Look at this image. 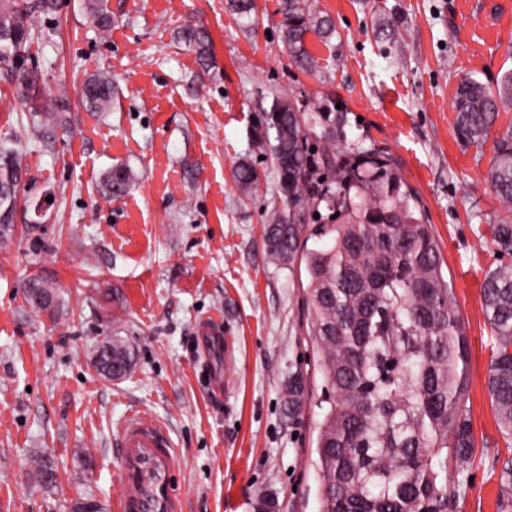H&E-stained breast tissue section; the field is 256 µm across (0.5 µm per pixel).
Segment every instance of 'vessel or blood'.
<instances>
[{"label": "vessel or blood", "mask_w": 512, "mask_h": 512, "mask_svg": "<svg viewBox=\"0 0 512 512\" xmlns=\"http://www.w3.org/2000/svg\"><path fill=\"white\" fill-rule=\"evenodd\" d=\"M199 341L210 353L223 354L221 323L208 322ZM118 454L119 494L114 512H185V501L172 486L176 452L159 422L146 414L132 415L121 429Z\"/></svg>", "instance_id": "obj_1"}]
</instances>
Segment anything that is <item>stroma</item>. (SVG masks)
<instances>
[{
	"mask_svg": "<svg viewBox=\"0 0 512 512\" xmlns=\"http://www.w3.org/2000/svg\"><path fill=\"white\" fill-rule=\"evenodd\" d=\"M36 14L29 55L65 127L27 134L16 86L0 69V144L18 147L26 178L51 205L35 217L19 200L17 233L0 241V512H72L82 496L112 512L117 438L145 411L177 452L173 480L186 512H319L311 462L322 380L312 373L298 270L273 261L263 228L280 208L271 158L252 147L256 116L278 97L300 111L342 110L349 154L377 150L415 192L442 254L468 340L463 399L474 462L448 468L460 512H499V476L512 459L488 388L495 336L481 283L499 261L482 234L502 209L487 176L491 144L463 146L452 103L460 79L489 86L512 70V0H317L336 33L308 35L317 67L297 68L274 28L280 0H255L259 22L226 0H108L100 34L82 0ZM202 21L215 67L198 72L178 33ZM107 72L118 93L107 112L83 104L88 75ZM249 158L257 192L233 169ZM133 174L108 198L104 177ZM56 290L57 318L25 301L30 279ZM229 343L215 357L198 341L210 320ZM122 338L131 371L108 379L96 347ZM307 372L298 415L283 405L289 376ZM46 454L54 485L31 483Z\"/></svg>",
	"mask_w": 512,
	"mask_h": 512,
	"instance_id": "1",
	"label": "stroma"
}]
</instances>
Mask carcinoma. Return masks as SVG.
<instances>
[{"label":"carcinoma","mask_w":512,"mask_h":512,"mask_svg":"<svg viewBox=\"0 0 512 512\" xmlns=\"http://www.w3.org/2000/svg\"><path fill=\"white\" fill-rule=\"evenodd\" d=\"M231 14L255 22L254 0H229ZM55 0H0V64L28 108V127L38 132L59 122L57 107L38 105L31 93L43 81L29 66L35 13L49 14ZM97 27L112 26L107 0H84ZM279 36L295 65L314 69L306 38L328 39L332 18L313 0H280ZM180 39L196 54L200 71L214 67L207 28L188 23ZM112 77L92 75L81 97L96 112L112 107ZM512 106V71L491 89L473 77L460 80L454 95L455 134L464 146L483 145L502 110ZM341 112H302L277 97L255 123L253 146L271 149L277 194L284 208L264 225L269 256L277 263L302 265L307 273L304 318L316 346L315 370L328 404L317 426V471L321 512H455L448 489V458L458 467L473 458L466 392L468 348L453 289L442 271L439 246L429 225L411 206L412 193L384 155L368 151L355 158L339 150L346 140ZM316 138L310 144V138ZM18 150L0 149V214L25 190ZM234 178L248 191L259 176L247 159ZM488 179L504 211L512 213V129L494 139ZM131 175L117 168L105 178L109 197L124 195ZM327 210L306 231L305 211ZM489 243L512 257V219L488 225ZM321 245L308 247L310 238ZM482 296L496 336L489 365L492 408L512 436V262L485 274ZM27 303L54 316L57 297L42 279L29 281ZM108 379L133 365L128 346L111 337L93 355ZM306 378L288 379V410L301 407ZM30 479L42 487L55 481L50 459H33ZM501 508H512V466L501 476Z\"/></svg>","instance_id":"cac0c4a2"}]
</instances>
